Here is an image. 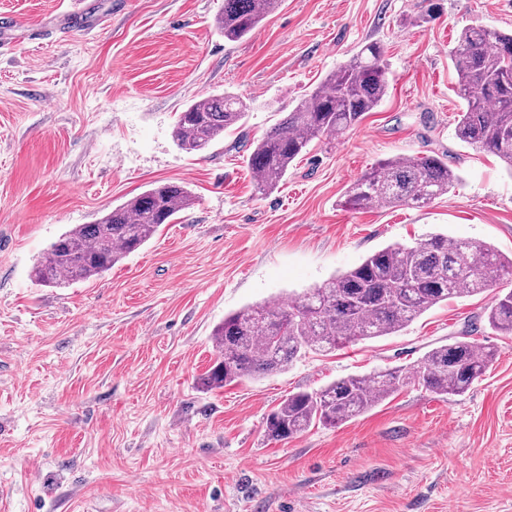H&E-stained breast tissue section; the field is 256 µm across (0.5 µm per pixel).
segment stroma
<instances>
[{
    "mask_svg": "<svg viewBox=\"0 0 512 512\" xmlns=\"http://www.w3.org/2000/svg\"><path fill=\"white\" fill-rule=\"evenodd\" d=\"M224 0H0V512H512V337L455 297L406 328L206 391L213 331L294 298L390 244L432 233L512 256V173L455 137L448 50L461 29L512 30V0H282L225 40ZM388 63L380 105L312 141L258 192L254 146L363 45ZM231 94L244 118L204 152L178 112ZM447 157L461 181L421 209L345 206L378 160ZM193 205L111 270L34 282L45 249L163 183ZM472 335L497 356L460 396L410 384L333 427L273 441L288 394L419 364Z\"/></svg>",
    "mask_w": 512,
    "mask_h": 512,
    "instance_id": "obj_1",
    "label": "stroma"
}]
</instances>
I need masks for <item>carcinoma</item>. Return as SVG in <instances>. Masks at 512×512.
I'll return each instance as SVG.
<instances>
[{"instance_id":"obj_1","label":"carcinoma","mask_w":512,"mask_h":512,"mask_svg":"<svg viewBox=\"0 0 512 512\" xmlns=\"http://www.w3.org/2000/svg\"><path fill=\"white\" fill-rule=\"evenodd\" d=\"M281 0H224L216 26L236 41L253 31ZM464 101L455 135L495 155L512 173V31L462 30L448 50ZM383 48L364 45L329 74L278 126L256 144L248 165L257 188L276 190L289 166L323 135L340 134L377 108L387 93ZM244 116L233 96H209L178 113L173 137L188 153L207 149ZM460 176L439 156H395L379 161L346 191L353 209L405 205L422 208L448 194ZM182 185L164 183L134 196L91 224L61 235L35 267L44 284L86 281L110 270L150 240L159 227L191 207ZM512 276V258L470 240L432 233L414 245H391L367 256L293 301L246 306L224 317L215 330L216 358L201 379L205 390L222 389L256 375L284 371L307 351L326 352L360 340L389 336L450 298L480 293ZM488 324L512 336V291L497 296ZM494 352L467 338L428 351L416 371L400 369L352 375L316 391L291 393L265 420V435L291 439L316 424H336L362 415L400 387L415 383L440 395H461L483 376Z\"/></svg>"}]
</instances>
